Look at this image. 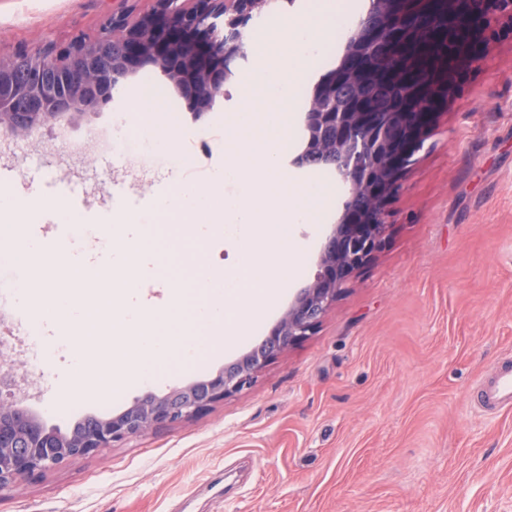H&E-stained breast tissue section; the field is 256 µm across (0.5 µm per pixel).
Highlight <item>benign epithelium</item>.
Instances as JSON below:
<instances>
[{
  "mask_svg": "<svg viewBox=\"0 0 512 512\" xmlns=\"http://www.w3.org/2000/svg\"><path fill=\"white\" fill-rule=\"evenodd\" d=\"M266 6L265 0H154L137 25L131 10L108 15L114 54L102 55L86 40L0 59V128L23 135L76 112H100L112 103L116 74L126 78L147 64L166 74L194 116L213 112L224 105V86L246 57L242 31ZM504 38L512 41V0H370L365 17L348 31L339 64L313 91L303 116L305 144L291 160L298 168L330 167L347 188L314 280L269 336L216 375L162 396L148 393L116 416L90 417L72 436L47 429L21 399L1 398L0 491L207 412L312 334L350 276L383 249L389 201L453 82ZM429 62L433 74L421 81ZM44 71L61 79L48 86Z\"/></svg>",
  "mask_w": 512,
  "mask_h": 512,
  "instance_id": "1",
  "label": "benign epithelium"
}]
</instances>
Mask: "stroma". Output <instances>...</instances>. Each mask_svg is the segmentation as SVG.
<instances>
[{"mask_svg": "<svg viewBox=\"0 0 512 512\" xmlns=\"http://www.w3.org/2000/svg\"><path fill=\"white\" fill-rule=\"evenodd\" d=\"M307 9L308 0H294L255 21L221 111L195 117L149 64L114 90L103 111L21 136L0 131V163L14 168V194L40 206L58 200L55 178L79 175L90 232L69 249L105 254L111 228L97 216L121 171L133 176L132 207L143 208L170 189L174 164L144 148L130 158L115 138L111 152H102L94 134L123 123L136 131L135 94L156 85L179 110L182 144L197 164L223 168L218 135L241 109L257 53L274 54L280 33ZM111 10L112 0H0V58L80 31L96 36ZM293 85L280 106L292 124L285 163L304 146L313 87L299 71ZM299 174L332 193V209L327 223L296 226L307 249L260 326L201 366L171 362L152 388L73 402L83 379L70 371L64 349L74 328L61 323L52 333L59 350L43 377L14 369V392L28 410L65 431L89 416L119 414L145 393L205 379L257 346L313 280L345 198L332 170ZM401 184L389 205L385 248L352 275L314 332L250 385L199 417L1 491L0 512H512V411L477 403L480 385L512 363V41L495 43L458 82ZM154 257L181 283L177 318L184 324L199 299L194 274L239 268L238 248L218 225L194 239L165 229Z\"/></svg>", "mask_w": 512, "mask_h": 512, "instance_id": "35a3bbf8", "label": "stroma"}]
</instances>
